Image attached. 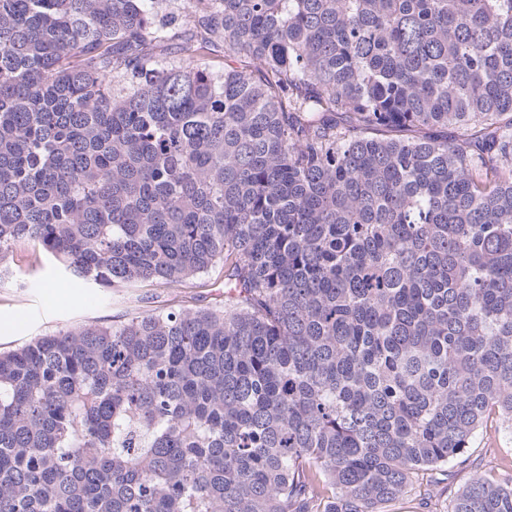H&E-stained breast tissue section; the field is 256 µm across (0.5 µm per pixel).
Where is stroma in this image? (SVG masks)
<instances>
[{
  "label": "stroma",
  "instance_id": "obj_1",
  "mask_svg": "<svg viewBox=\"0 0 512 512\" xmlns=\"http://www.w3.org/2000/svg\"><path fill=\"white\" fill-rule=\"evenodd\" d=\"M224 298V274L215 271L190 286L142 284L137 288L68 285L53 262L20 243L0 281V350L8 351L31 339L73 325L120 321L134 312L170 306L196 307ZM495 476L512 475V438L498 429L496 419L471 447L449 465V493H456L482 467Z\"/></svg>",
  "mask_w": 512,
  "mask_h": 512
}]
</instances>
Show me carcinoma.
I'll use <instances>...</instances> for the list:
<instances>
[{"instance_id":"1","label":"carcinoma","mask_w":512,"mask_h":512,"mask_svg":"<svg viewBox=\"0 0 512 512\" xmlns=\"http://www.w3.org/2000/svg\"><path fill=\"white\" fill-rule=\"evenodd\" d=\"M164 4L0 0V263L224 270L0 352V512H512V0ZM492 467L496 477L512 475V442L498 430L495 417L488 420L486 429L473 441L471 448L448 465L453 477L445 497L454 495L477 470L482 468L489 473Z\"/></svg>"}]
</instances>
